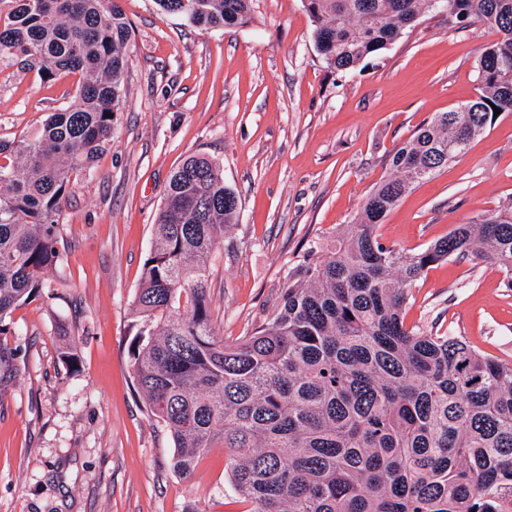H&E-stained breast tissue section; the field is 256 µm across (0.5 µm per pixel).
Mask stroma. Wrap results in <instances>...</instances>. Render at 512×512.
<instances>
[{
    "label": "stroma",
    "instance_id": "obj_1",
    "mask_svg": "<svg viewBox=\"0 0 512 512\" xmlns=\"http://www.w3.org/2000/svg\"><path fill=\"white\" fill-rule=\"evenodd\" d=\"M119 4L132 38L112 146L71 184L61 266L0 324V512H245L227 449L203 454L190 478L174 472L171 434L135 379L133 301L172 173L203 154L239 195L208 280L215 331L235 342L266 322L310 240L332 245L353 221L389 176L393 146L476 97L478 61L498 35L427 16L339 72L317 51L302 0H253L247 24L212 31L155 0ZM74 93V77L46 81L0 60V138L33 135ZM511 198L505 113L377 232L419 250ZM404 318L512 361V288L491 267L435 263Z\"/></svg>",
    "mask_w": 512,
    "mask_h": 512
}]
</instances>
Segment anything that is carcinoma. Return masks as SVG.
Here are the masks:
<instances>
[{
	"instance_id": "carcinoma-1",
	"label": "carcinoma",
	"mask_w": 512,
	"mask_h": 512,
	"mask_svg": "<svg viewBox=\"0 0 512 512\" xmlns=\"http://www.w3.org/2000/svg\"><path fill=\"white\" fill-rule=\"evenodd\" d=\"M203 30L246 24L253 0H155ZM316 49L348 71L427 14L484 26L478 95L423 122L390 152V175L320 262L288 268L280 301L250 336L214 330L208 278L239 198L221 163L173 172L135 297L130 344L150 411L190 477L216 445L247 512H512V361L457 336L408 327L424 272L450 257L497 268L512 286V200L412 252L376 230L399 199L512 112V0H303ZM132 28L118 0H0V58L74 99L31 139H0V323L59 265L57 227L74 175L112 146Z\"/></svg>"
}]
</instances>
